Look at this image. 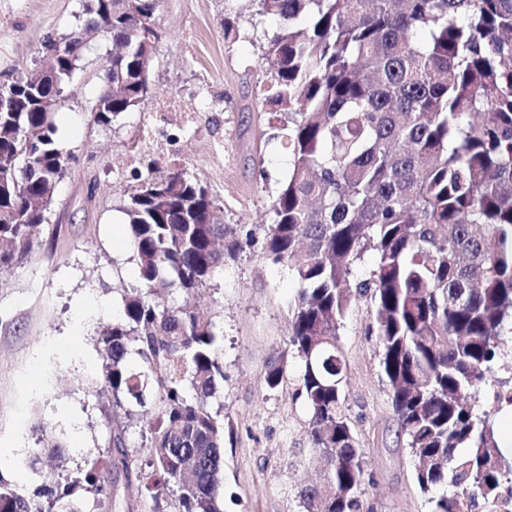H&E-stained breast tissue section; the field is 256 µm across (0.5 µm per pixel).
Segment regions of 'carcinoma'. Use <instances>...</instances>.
<instances>
[{
  "label": "carcinoma",
  "mask_w": 512,
  "mask_h": 512,
  "mask_svg": "<svg viewBox=\"0 0 512 512\" xmlns=\"http://www.w3.org/2000/svg\"><path fill=\"white\" fill-rule=\"evenodd\" d=\"M66 52L3 86L0 268L33 252L73 159L53 114L81 66L86 35L112 40L99 120L144 100L164 31L161 0H94ZM278 26L263 45L264 103L288 114V179L272 201L266 258L298 283L288 350L301 363L311 451L330 467L305 485V512H362L365 468L345 409L337 336L370 293L400 435L432 512H512V456L474 400L496 377L512 326V0H248ZM139 286L96 338L104 363L87 383L108 398L106 458L46 478L35 500L0 479V512H100L112 474L135 477L149 512H221L224 422L211 409L224 370L213 315L195 295L249 246L207 187L182 172L149 175L124 207ZM371 251L370 277L353 280ZM179 294L178 305L168 298ZM138 357V364L129 362ZM154 419L146 454L126 423ZM59 465L56 441L37 449Z\"/></svg>",
  "instance_id": "cac0c4a2"
}]
</instances>
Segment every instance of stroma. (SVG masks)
<instances>
[{
    "label": "stroma",
    "instance_id": "35a3bbf8",
    "mask_svg": "<svg viewBox=\"0 0 512 512\" xmlns=\"http://www.w3.org/2000/svg\"><path fill=\"white\" fill-rule=\"evenodd\" d=\"M81 11V0H0V72L39 62L44 37L78 31ZM227 14L236 16L240 32L232 43L221 27ZM156 21L164 37L137 109L108 126L95 121L112 47L97 39L54 113L57 136L75 160L38 247L0 275V450L12 454L0 478L34 494L48 474L34 453L42 435L68 448L67 473L106 439L107 401L85 383L103 364L97 330L119 316L123 291L139 283L123 211L139 180L115 179L113 170L146 154L139 126L158 102L206 83L222 108L202 112L198 133L185 138L167 169L196 177L223 207L225 223L253 237L240 259L197 293L223 335V510L303 512L299 491L318 480L320 469L310 449L301 364L286 353L298 285L287 266L263 253L272 201L289 170L288 144L279 136L285 120L263 103L261 46L277 21L252 16L237 0H162ZM216 133L224 136L223 155L198 165L200 138ZM370 306L369 297H358L337 338L347 364V412L365 460L363 501L372 512H430L415 481L416 462L398 435ZM275 361L283 378L271 389L264 374Z\"/></svg>",
    "mask_w": 512,
    "mask_h": 512
}]
</instances>
